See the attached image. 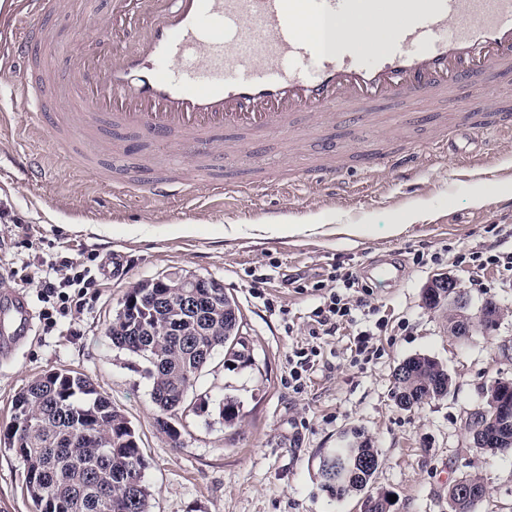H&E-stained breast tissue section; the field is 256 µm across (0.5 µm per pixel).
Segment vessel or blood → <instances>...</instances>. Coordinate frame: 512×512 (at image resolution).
<instances>
[{"label": "vessel or blood", "mask_w": 512, "mask_h": 512, "mask_svg": "<svg viewBox=\"0 0 512 512\" xmlns=\"http://www.w3.org/2000/svg\"><path fill=\"white\" fill-rule=\"evenodd\" d=\"M56 0H19L0 26V69L16 80V111L39 122L63 108L58 146L107 124L172 149L176 177H157L155 197L194 201L229 194L254 198L273 176L225 183L227 131L283 135L294 119L311 128L335 116L368 126L376 104L421 103L459 120L434 139L390 152L360 150L370 173L411 182L420 153L455 152L460 135L512 133V0H112L94 27L105 50L73 55L68 74L48 75L46 20ZM372 16L390 24L386 49L365 56L353 40L303 37V21L332 24ZM306 170L332 196L346 191V167L329 147ZM195 173H182L186 165ZM31 328L17 288L0 290V357L10 358Z\"/></svg>", "instance_id": "b4317fda"}]
</instances>
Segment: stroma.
<instances>
[{
    "instance_id": "obj_1",
    "label": "stroma",
    "mask_w": 512,
    "mask_h": 512,
    "mask_svg": "<svg viewBox=\"0 0 512 512\" xmlns=\"http://www.w3.org/2000/svg\"><path fill=\"white\" fill-rule=\"evenodd\" d=\"M95 43V29L75 0L54 17L48 68H64L72 53ZM10 78L0 75V203L11 206L23 227L0 223L10 239L0 252V279L18 288L25 263L55 255L59 246L74 256L96 254L103 265L120 259L123 273L103 275L90 308L50 336L32 335L13 358L0 364V433L11 421L15 394L33 377L69 369L90 377L129 419L141 438L151 491L150 512H364L377 494L394 496L391 512H453L448 487L462 478H479L487 495L474 512H512V451L485 452L471 445L467 423L496 382L512 380V275L486 272L475 285L467 251H512V135L480 142L475 152L489 156L492 169H458L437 157L421 159V175L402 183L391 175L367 178L360 168L348 175L346 198H330L305 176L317 141L335 139L348 151L352 127L340 122L291 140L239 135L240 158H227L222 175L234 182L251 178L255 167L293 169L276 192L255 199L204 198L186 204L160 202L146 193L113 200L111 186L164 172L166 162L138 134L99 131L88 151L96 171L58 159L56 120L42 121V135L13 111ZM37 154L42 175L27 183L12 168L17 153ZM487 193L481 204L473 198ZM282 224L315 220L321 236H288L256 231V211ZM406 230L389 235L388 225ZM425 255L416 263V255ZM390 264L399 278L382 286L372 268ZM356 271L370 294L374 314L359 317L360 329H385L373 339L380 354L357 361L349 333L318 342L320 360L294 382L288 357L308 346V321L319 305L312 286L335 266ZM189 271L219 280L236 301L242 334L250 349L249 367L225 364L215 352L198 374L189 398L203 412L180 416L181 436L171 441L156 423L151 385L142 362L115 347L108 329L123 296L137 284ZM451 277L471 315L496 303V326H476L467 339L448 327L449 307H429L428 282ZM305 285L293 288L292 279ZM439 360L452 379L444 396L404 409L395 399L394 372L406 358ZM241 405L239 419L220 422L217 404L226 397ZM367 440L379 467L362 491L339 499L326 491L319 462L353 435ZM26 466L0 447V512H37L25 490Z\"/></svg>"
}]
</instances>
